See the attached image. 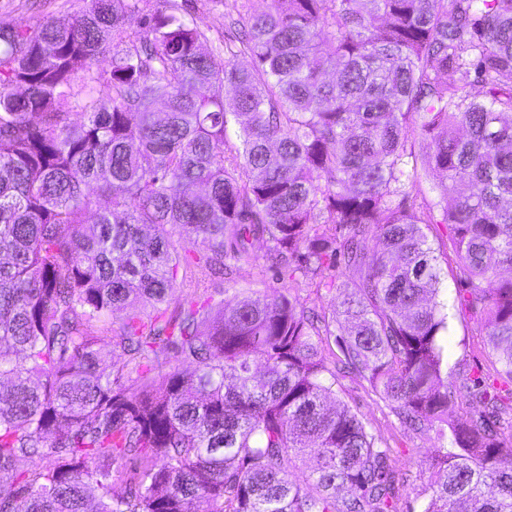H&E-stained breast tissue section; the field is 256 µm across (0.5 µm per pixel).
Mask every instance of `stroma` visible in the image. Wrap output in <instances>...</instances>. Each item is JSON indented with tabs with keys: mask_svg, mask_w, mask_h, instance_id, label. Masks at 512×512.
<instances>
[{
	"mask_svg": "<svg viewBox=\"0 0 512 512\" xmlns=\"http://www.w3.org/2000/svg\"><path fill=\"white\" fill-rule=\"evenodd\" d=\"M187 22L196 25L207 37L208 48L225 43L237 46V32L224 19L227 10L222 0H181ZM89 0H0V26H35L46 20L67 22L81 14ZM428 242L443 261L442 294L448 301V371L458 382L477 383L495 394L505 414H512V380L491 356L486 344L484 318L460 308L456 300V268L451 259V230L445 224L425 225ZM265 244L255 246L257 263L241 265L232 280L215 277L214 288L223 290L225 298L269 296L282 288L305 299L315 313L329 311L330 298L314 292L311 277L276 281L263 271L260 261ZM336 397L357 413L367 430L382 437L393 451V465L409 496H416L427 480L428 462L441 442L435 431L418 430L404 423L369 383L347 370L336 373Z\"/></svg>",
	"mask_w": 512,
	"mask_h": 512,
	"instance_id": "stroma-1",
	"label": "stroma"
}]
</instances>
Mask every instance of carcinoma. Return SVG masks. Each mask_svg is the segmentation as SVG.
I'll return each mask as SVG.
<instances>
[{"instance_id": "cac0c4a2", "label": "carcinoma", "mask_w": 512, "mask_h": 512, "mask_svg": "<svg viewBox=\"0 0 512 512\" xmlns=\"http://www.w3.org/2000/svg\"><path fill=\"white\" fill-rule=\"evenodd\" d=\"M254 2L227 13L249 67L206 51L177 0L0 28V512H512L494 396L448 420L422 229L435 210L450 226L463 305L512 378V0ZM258 240L279 279L335 292L320 322L289 292L165 317L177 275L230 277ZM331 337L448 437L414 506L392 449L333 401Z\"/></svg>"}]
</instances>
